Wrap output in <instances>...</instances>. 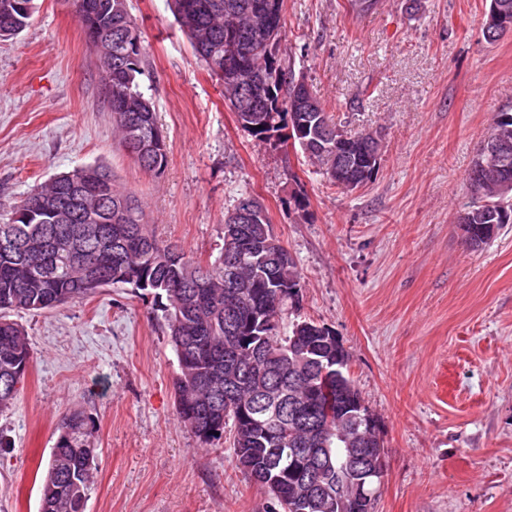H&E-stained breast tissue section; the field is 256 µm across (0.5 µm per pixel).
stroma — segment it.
<instances>
[{
    "instance_id": "35a3bbf8",
    "label": "stroma",
    "mask_w": 512,
    "mask_h": 512,
    "mask_svg": "<svg viewBox=\"0 0 512 512\" xmlns=\"http://www.w3.org/2000/svg\"><path fill=\"white\" fill-rule=\"evenodd\" d=\"M0 41V221L54 173L109 166L159 238L218 256L242 194L265 205L301 275L300 317L332 329L380 422L376 512H512V228L479 250L457 224L491 117L512 109V32L486 41L488 0H284L280 57L348 131L378 132L373 180L344 193L299 147L243 131L167 0H127L140 78L166 139L161 175L121 145L93 49L66 0H35ZM31 360L0 414V512H40L59 421L83 408L98 466L86 512H265L228 441L175 407V352L125 288L12 312Z\"/></svg>"
}]
</instances>
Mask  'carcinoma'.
I'll return each mask as SVG.
<instances>
[{
    "instance_id": "cac0c4a2",
    "label": "carcinoma",
    "mask_w": 512,
    "mask_h": 512,
    "mask_svg": "<svg viewBox=\"0 0 512 512\" xmlns=\"http://www.w3.org/2000/svg\"><path fill=\"white\" fill-rule=\"evenodd\" d=\"M93 8L81 27L96 50L112 119L124 147L139 165L160 174L167 147L160 141L142 155L133 148L128 124L149 139L159 131L152 98L140 89L145 48L126 0H90ZM0 0V39L17 37L29 24L34 0ZM284 0H170L171 12L194 55L208 73L222 81L224 102L238 124L261 142L299 145L329 182L347 192L346 178L336 175L331 156L336 137L357 145L370 132L351 133L334 120L317 97L301 106L293 97L295 74L282 64L279 42L246 49L240 78L224 80L226 28L249 30L259 13L269 16L282 37ZM266 87L255 91L253 75ZM489 136L512 145V112H497ZM347 178L364 169L370 182L377 165L354 149L346 158ZM73 181L87 182L86 192L69 196ZM486 204L477 207L466 232L478 246L512 224V193L498 185L512 183V166L503 169L487 159L468 173ZM36 202L31 224H0V412L17 400L31 353L22 328L10 311L41 312L90 298L105 288H130L150 301L153 318L165 328L175 351L176 411L204 444L229 435L238 468L265 486L275 477L279 497L267 512H324L305 504L308 485L323 478L346 502L344 512H375L380 480L355 492L354 449H384L383 440L367 433L341 413L340 403L362 400L350 377L349 353L336 339L322 335L323 325L290 319L300 303V275L288 250L273 233L268 212L255 224L224 222V244L214 262L202 265L183 249L160 240L136 197L121 189L103 164L76 166L54 175L22 200ZM92 214L96 223L85 224ZM341 352L336 372L322 375L327 360ZM41 484L40 512H85L96 470L95 427L83 409L64 414Z\"/></svg>"
}]
</instances>
